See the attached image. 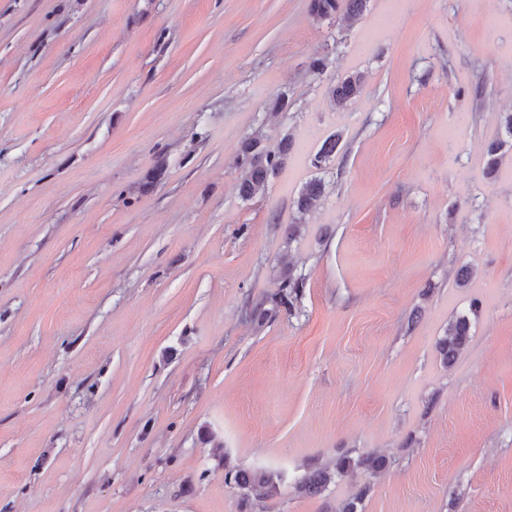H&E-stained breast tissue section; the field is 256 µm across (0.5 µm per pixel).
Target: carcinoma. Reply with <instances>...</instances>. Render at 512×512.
I'll list each match as a JSON object with an SVG mask.
<instances>
[{"label": "carcinoma", "mask_w": 512, "mask_h": 512, "mask_svg": "<svg viewBox=\"0 0 512 512\" xmlns=\"http://www.w3.org/2000/svg\"><path fill=\"white\" fill-rule=\"evenodd\" d=\"M368 0H310L309 11L311 15L319 19L339 18L351 21L360 16L366 9ZM363 80L359 75H349L340 79L331 89V99L338 108H343L352 99L362 92ZM342 134L333 133L322 143L318 152L312 159V166L319 171H326L330 162L340 150ZM291 140L285 137L281 140L280 147L276 151L266 149L262 145V135L250 136L241 144L235 166L240 171L238 182L239 195L244 199L254 197L265 189L269 180L284 164ZM324 184L321 179L315 178L308 182L301 190L296 201L298 212H307L323 194ZM303 278L294 275L293 270H288L281 277L278 292L271 299L272 307L265 304L255 305L250 312L251 317L265 320L284 311L292 313L301 300ZM471 323L466 315L457 317L448 324L445 336L438 343V352L443 365L452 363L459 351L467 344L470 336ZM386 460L381 456L367 455L353 459L343 456L336 460L334 468L324 467L302 478L297 483V488L310 495H318L330 484L345 477H352L359 469L375 473L384 469ZM225 478L233 481L239 490L243 503H248L251 493L255 490H263L267 494H275L282 484V474L269 469H228ZM370 487L364 485L358 489L351 498L343 501L337 512H362V504Z\"/></svg>", "instance_id": "carcinoma-1"}]
</instances>
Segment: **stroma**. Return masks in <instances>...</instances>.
Segmentation results:
<instances>
[{
	"mask_svg": "<svg viewBox=\"0 0 512 512\" xmlns=\"http://www.w3.org/2000/svg\"><path fill=\"white\" fill-rule=\"evenodd\" d=\"M308 3L0 0V512H241L231 467L284 476L250 512H512V0ZM258 132L295 148L245 200ZM368 0H310L309 11L319 19L351 21L366 9ZM363 80L360 75H349L340 79L331 89V99L337 108H343L362 92ZM341 141V133L335 132L328 136L323 141L318 152L314 155L311 162L312 166L319 171L326 172L330 162L333 161V158L336 157V153L340 150ZM324 184L321 178H315L308 182L301 190L296 201V208L299 213L307 212L323 194ZM302 288L303 278L295 276L293 270L288 268V272L281 277L278 292L270 301L272 307L265 308V302L259 303L251 309V317L265 320L275 317L280 311H285L288 314L292 313L299 300H301ZM471 323L467 315H462L448 324L445 336L438 343V352L444 366L452 363L459 351L467 344ZM385 466L386 460L381 456L367 455L357 459L343 456L336 460L333 469L324 467L302 478L297 483V488L306 494L318 495L331 483H335L336 479L353 477L358 469H364L373 474L384 469Z\"/></svg>",
	"mask_w": 512,
	"mask_h": 512,
	"instance_id": "1",
	"label": "stroma"
}]
</instances>
